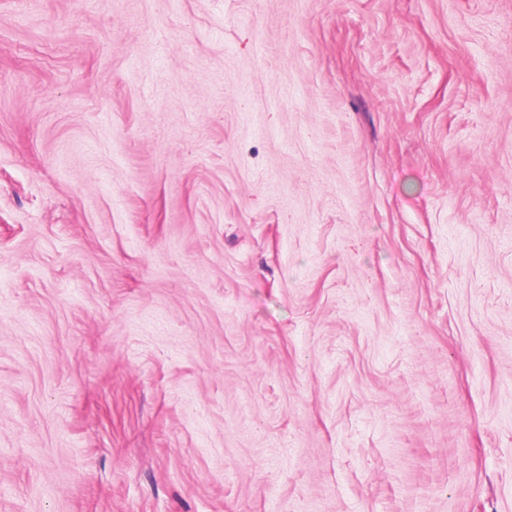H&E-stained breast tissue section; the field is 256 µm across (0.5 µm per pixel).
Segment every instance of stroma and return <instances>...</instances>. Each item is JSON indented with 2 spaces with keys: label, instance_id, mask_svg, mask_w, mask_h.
Wrapping results in <instances>:
<instances>
[{
  "label": "stroma",
  "instance_id": "35a3bbf8",
  "mask_svg": "<svg viewBox=\"0 0 512 512\" xmlns=\"http://www.w3.org/2000/svg\"><path fill=\"white\" fill-rule=\"evenodd\" d=\"M0 512H512V0H0Z\"/></svg>",
  "mask_w": 512,
  "mask_h": 512
}]
</instances>
